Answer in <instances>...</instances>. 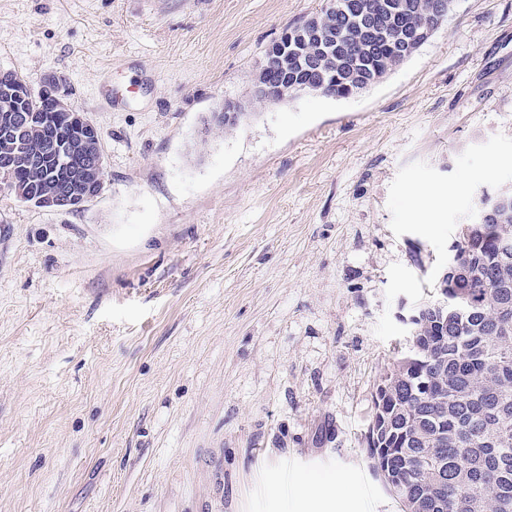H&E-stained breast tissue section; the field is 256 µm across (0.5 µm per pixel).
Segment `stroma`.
Returning <instances> with one entry per match:
<instances>
[{"label": "stroma", "instance_id": "35a3bbf8", "mask_svg": "<svg viewBox=\"0 0 512 512\" xmlns=\"http://www.w3.org/2000/svg\"><path fill=\"white\" fill-rule=\"evenodd\" d=\"M325 3L0 0V70L64 76L106 167L76 211L0 191V512H402L363 436L459 225L512 190V0H457L349 98L252 100ZM227 100L250 117L205 131Z\"/></svg>", "mask_w": 512, "mask_h": 512}]
</instances>
